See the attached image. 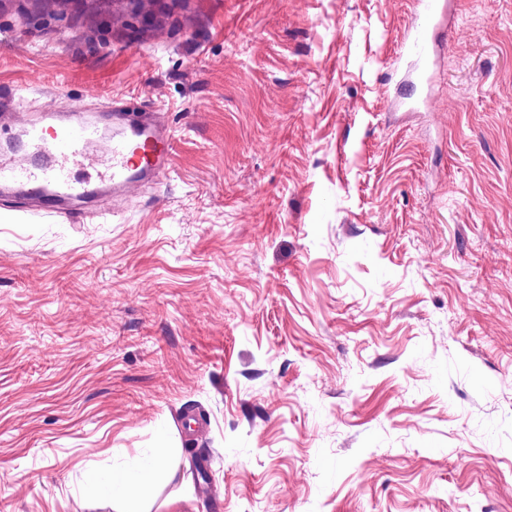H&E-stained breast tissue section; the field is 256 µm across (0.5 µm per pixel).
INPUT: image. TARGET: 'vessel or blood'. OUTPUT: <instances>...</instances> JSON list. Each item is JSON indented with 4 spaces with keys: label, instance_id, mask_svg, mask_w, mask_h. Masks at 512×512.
Returning a JSON list of instances; mask_svg holds the SVG:
<instances>
[{
    "label": "vessel or blood",
    "instance_id": "b4317fda",
    "mask_svg": "<svg viewBox=\"0 0 512 512\" xmlns=\"http://www.w3.org/2000/svg\"><path fill=\"white\" fill-rule=\"evenodd\" d=\"M20 130L33 159L0 154V192L28 210L74 222L90 216L99 194L121 196L156 184L173 168L175 136L161 112L127 101L112 109V133L83 110L52 106L40 118L0 108V128Z\"/></svg>",
    "mask_w": 512,
    "mask_h": 512
}]
</instances>
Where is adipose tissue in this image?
<instances>
[{"label":"adipose tissue","mask_w":512,"mask_h":512,"mask_svg":"<svg viewBox=\"0 0 512 512\" xmlns=\"http://www.w3.org/2000/svg\"><path fill=\"white\" fill-rule=\"evenodd\" d=\"M175 474L173 463L144 455L135 465L117 467L102 474L96 480V488L99 494L112 497L115 512H146L138 505L145 490L159 483L170 482Z\"/></svg>","instance_id":"ef3b65f1"}]
</instances>
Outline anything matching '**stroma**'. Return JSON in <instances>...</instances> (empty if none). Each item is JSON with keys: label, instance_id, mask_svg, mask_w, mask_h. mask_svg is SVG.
I'll return each mask as SVG.
<instances>
[{"label": "stroma", "instance_id": "obj_1", "mask_svg": "<svg viewBox=\"0 0 512 512\" xmlns=\"http://www.w3.org/2000/svg\"><path fill=\"white\" fill-rule=\"evenodd\" d=\"M43 4L0 7V93L176 151L79 224L0 198V512H113L145 451L149 512H512V0L427 71L414 0ZM176 467L169 460L162 462L155 456L144 454L137 464L112 468L96 479V488L101 495L112 496L114 512H149L136 507L149 487L168 483L174 479Z\"/></svg>", "mask_w": 512, "mask_h": 512}]
</instances>
